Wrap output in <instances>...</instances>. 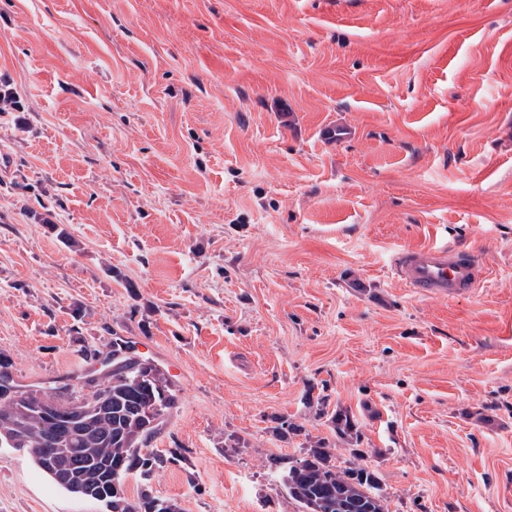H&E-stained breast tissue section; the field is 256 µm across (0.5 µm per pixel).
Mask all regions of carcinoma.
Returning a JSON list of instances; mask_svg holds the SVG:
<instances>
[{
  "instance_id": "carcinoma-1",
  "label": "carcinoma",
  "mask_w": 512,
  "mask_h": 512,
  "mask_svg": "<svg viewBox=\"0 0 512 512\" xmlns=\"http://www.w3.org/2000/svg\"><path fill=\"white\" fill-rule=\"evenodd\" d=\"M9 368L0 359V439L14 440L65 491L85 494L86 483L75 474L98 461L112 460L120 483L132 470L148 477L179 461L174 452L165 458L142 448L176 408L178 395L164 371L136 356L124 337L112 336V371L86 395L75 396L67 386L46 392L20 385ZM64 435L71 451L60 456L57 445ZM282 483L303 512H386L374 477L352 461L344 468L334 465L328 448L289 462ZM102 503L106 512H178L174 503L147 492L134 502L121 493Z\"/></svg>"
}]
</instances>
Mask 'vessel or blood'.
<instances>
[{
	"label": "vessel or blood",
	"mask_w": 512,
	"mask_h": 512,
	"mask_svg": "<svg viewBox=\"0 0 512 512\" xmlns=\"http://www.w3.org/2000/svg\"><path fill=\"white\" fill-rule=\"evenodd\" d=\"M391 265L406 286L431 299L466 295L486 277L478 255L443 242L398 251Z\"/></svg>",
	"instance_id": "vessel-or-blood-1"
}]
</instances>
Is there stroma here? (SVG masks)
I'll return each mask as SVG.
<instances>
[{
	"instance_id": "1",
	"label": "stroma",
	"mask_w": 512,
	"mask_h": 512,
	"mask_svg": "<svg viewBox=\"0 0 512 512\" xmlns=\"http://www.w3.org/2000/svg\"><path fill=\"white\" fill-rule=\"evenodd\" d=\"M0 75V356L163 369L145 446L182 459L129 500L302 512L281 473L326 446L388 512H512V0H0ZM438 241L474 293L395 276ZM0 512L106 509L0 447ZM391 265L406 286L431 299L466 295L483 282L487 272L478 255L443 242L397 251Z\"/></svg>"
}]
</instances>
